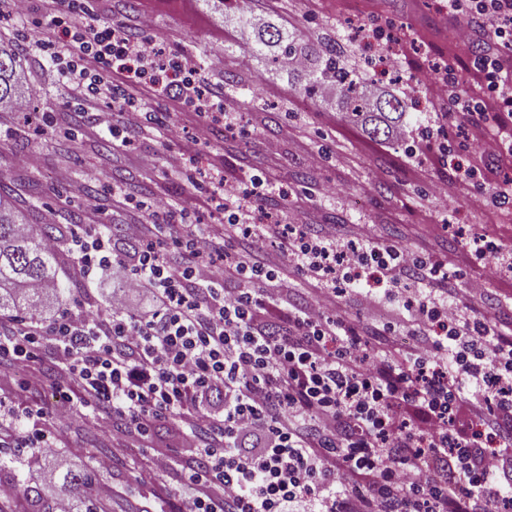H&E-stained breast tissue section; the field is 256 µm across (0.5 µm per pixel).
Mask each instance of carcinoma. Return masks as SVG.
Segmentation results:
<instances>
[{
  "label": "carcinoma",
  "mask_w": 512,
  "mask_h": 512,
  "mask_svg": "<svg viewBox=\"0 0 512 512\" xmlns=\"http://www.w3.org/2000/svg\"><path fill=\"white\" fill-rule=\"evenodd\" d=\"M262 47L270 49L275 60L281 63L291 57L307 55L296 31L271 22L255 39L254 51ZM325 84L339 87L338 108L364 117L365 131L374 138L391 137L397 117L407 108L406 102L396 97H369L365 81L350 74L332 44L322 49L317 69L310 73L302 91L313 99ZM21 97L20 61L11 50L0 47V107ZM23 223V213L8 194L7 186L0 183V314L32 317L47 303L62 304L67 302V297L66 289L60 287L56 279L57 253L44 247V241L54 237L53 228L45 226L21 235L17 226ZM34 283H48L51 288L35 290L31 288ZM48 483L46 491L23 490L32 512H56L57 501L61 498L72 500L75 512H110L109 505L92 494L97 483V474L92 468L57 461L49 467Z\"/></svg>",
  "instance_id": "cac0c4a2"
}]
</instances>
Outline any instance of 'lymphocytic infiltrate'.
Returning a JSON list of instances; mask_svg holds the SVG:
<instances>
[{
	"instance_id": "1",
	"label": "lymphocytic infiltrate",
	"mask_w": 512,
	"mask_h": 512,
	"mask_svg": "<svg viewBox=\"0 0 512 512\" xmlns=\"http://www.w3.org/2000/svg\"><path fill=\"white\" fill-rule=\"evenodd\" d=\"M37 44L87 108L101 94L129 103L162 91L193 104L197 140L207 144L224 121V100L206 94L194 62L163 56L146 36L148 15L112 25L86 0H40ZM464 44L482 43L466 70L434 64V94L481 150L512 153V0H448ZM120 225L132 253L90 229L73 244L83 274L105 288L122 273L106 314H72L51 323L0 327V389H39L34 350L55 348V413L94 412L101 430L124 418L114 452L144 441L169 420L198 446L178 491L179 512H512V336L463 297H424L410 310L430 336L413 347L395 336L363 340L339 307L344 287L377 284L396 269L417 283L439 267L407 246L373 241L365 225L337 237L332 224H161L157 211ZM281 235L292 266L252 261L234 241ZM181 235L190 260L172 264L163 244ZM306 274L312 303L280 321L288 270ZM240 281L230 290L226 281Z\"/></svg>"
}]
</instances>
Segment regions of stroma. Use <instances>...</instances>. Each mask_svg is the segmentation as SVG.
<instances>
[{
  "label": "stroma",
  "mask_w": 512,
  "mask_h": 512,
  "mask_svg": "<svg viewBox=\"0 0 512 512\" xmlns=\"http://www.w3.org/2000/svg\"><path fill=\"white\" fill-rule=\"evenodd\" d=\"M92 6L116 24L130 25L149 14L150 37L166 52L201 63L205 87L223 93L233 119L216 129L214 148L194 144L189 115L177 113L159 93L146 105L153 123L138 129L127 145L86 136L88 116L63 83L65 60L46 61L33 42L19 41L17 32L29 26V17L0 22V45L14 46L33 107L29 115L0 117V181L18 190L30 225L42 224L46 210L55 211V234L63 242L57 278L71 291L68 310L102 312L111 296L82 277L70 245L78 228L125 223L159 198L185 212L191 224L226 220L225 212L196 198L190 183L206 172L217 150L250 221L283 224L295 209L303 224H363L377 240L413 244L447 268V280L433 287L437 298L463 295L471 281L483 279L477 305L495 316L502 333L512 334V273L476 260L470 251L477 236L512 248V214L491 200L475 207L473 188L457 184L443 156L448 146L463 143L460 124L438 111L425 86L429 60L463 63L471 54L470 47L449 39L442 0H251V11L297 31L312 49L335 43L347 67L362 78L372 75L366 63L372 50L355 30L373 15H386L400 30L395 53L402 79L381 84L409 105L402 118L409 136L403 141L371 138L335 102L307 99L300 83H289L284 67L256 54L242 61L236 43L240 12L225 11L218 21L203 0H93ZM214 57L222 62L216 72L205 67ZM48 112L59 115L58 128L43 125L41 116ZM271 142L278 146L273 155L267 152ZM22 152L38 154L37 168L17 165L15 156ZM146 155L156 159L148 170L139 165ZM171 155L181 156V172L169 169ZM433 180L445 186L444 197L431 196ZM64 425L68 448H29L0 458V482L23 489L40 481L52 456L92 465L99 454L111 453V435L91 421L75 417ZM142 455L139 448L114 455L110 468L98 470L99 484L114 489L112 512H178L177 494L162 493L159 481L136 477Z\"/></svg>",
  "instance_id": "stroma-1"
}]
</instances>
